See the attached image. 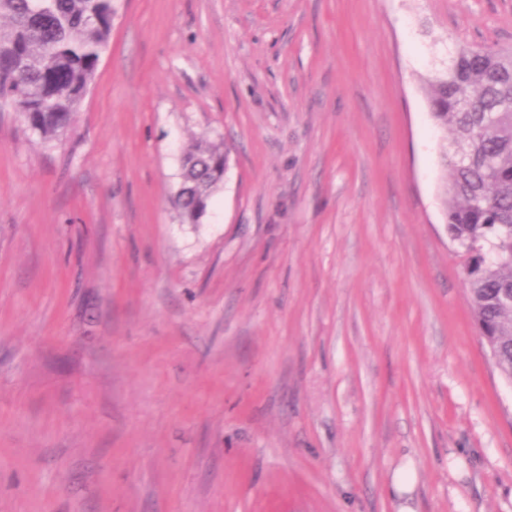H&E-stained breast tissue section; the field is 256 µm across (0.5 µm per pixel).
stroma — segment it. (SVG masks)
Listing matches in <instances>:
<instances>
[{
	"label": "stroma",
	"instance_id": "stroma-1",
	"mask_svg": "<svg viewBox=\"0 0 512 512\" xmlns=\"http://www.w3.org/2000/svg\"><path fill=\"white\" fill-rule=\"evenodd\" d=\"M115 5L67 131L0 112V512H512L424 92L512 0ZM223 144L198 143L188 150L182 160L180 190L176 202L183 223L196 224L202 217V207L208 202L224 176ZM184 188L189 194L184 195Z\"/></svg>",
	"mask_w": 512,
	"mask_h": 512
}]
</instances>
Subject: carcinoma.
Returning a JSON list of instances; mask_svg holds the SVG:
<instances>
[{
  "mask_svg": "<svg viewBox=\"0 0 512 512\" xmlns=\"http://www.w3.org/2000/svg\"><path fill=\"white\" fill-rule=\"evenodd\" d=\"M115 15L114 0H0V112H17L44 141L70 125L93 86ZM440 150L448 237L464 254L472 318L501 377L512 383V51L452 53L428 80ZM224 146L198 143L182 160L176 202L196 224L224 176Z\"/></svg>",
  "mask_w": 512,
  "mask_h": 512,
  "instance_id": "1",
  "label": "carcinoma"
}]
</instances>
